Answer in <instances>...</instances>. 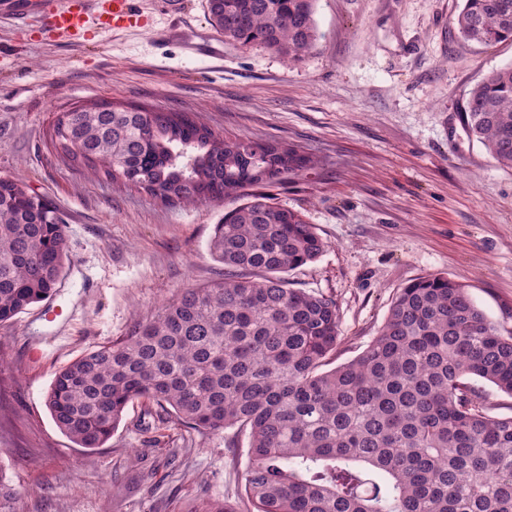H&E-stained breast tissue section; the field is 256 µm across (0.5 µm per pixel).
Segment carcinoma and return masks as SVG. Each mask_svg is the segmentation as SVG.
<instances>
[{"instance_id": "carcinoma-1", "label": "carcinoma", "mask_w": 512, "mask_h": 512, "mask_svg": "<svg viewBox=\"0 0 512 512\" xmlns=\"http://www.w3.org/2000/svg\"><path fill=\"white\" fill-rule=\"evenodd\" d=\"M316 0H206L227 43L299 61L316 44ZM468 41H512V0H462ZM462 118L512 169V65L466 98ZM61 160L171 205L232 198L209 242L224 278L188 286L119 344L54 372L45 405L79 447H102L127 406L147 400L193 429L248 432L245 490L256 512H512V415L467 380L512 395V331L442 274L399 289L377 335L321 371L340 310L284 274L316 260L314 225L248 192L316 164L295 145L225 137L183 112L114 106L66 112L51 132ZM69 261L55 205L0 178V323L49 296ZM19 493L0 475V512ZM193 512H239L203 500Z\"/></svg>"}]
</instances>
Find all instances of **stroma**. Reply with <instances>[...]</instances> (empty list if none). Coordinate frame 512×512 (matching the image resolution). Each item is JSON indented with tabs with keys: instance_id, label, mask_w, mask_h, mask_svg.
Returning a JSON list of instances; mask_svg holds the SVG:
<instances>
[{
	"instance_id": "35a3bbf8",
	"label": "stroma",
	"mask_w": 512,
	"mask_h": 512,
	"mask_svg": "<svg viewBox=\"0 0 512 512\" xmlns=\"http://www.w3.org/2000/svg\"><path fill=\"white\" fill-rule=\"evenodd\" d=\"M145 31L49 39L0 22V178L24 181L58 209L70 260L56 292L0 324V476L20 512H189L203 499L246 502L248 437L200 432L142 402L103 447H79L54 423V372L119 343L185 285L223 278L209 242L220 203L168 206L61 161L50 132L72 107L100 102L187 112L215 131L300 146L319 161L267 186L301 212L326 249L292 287L335 298L340 342L355 358L396 292L445 274L492 322L512 330V169L468 138L469 90L512 64V42H467L461 0H316L318 39L290 63L228 44L187 56L163 31L211 33L206 0L180 15L135 0Z\"/></svg>"
}]
</instances>
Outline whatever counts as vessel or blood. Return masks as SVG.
Instances as JSON below:
<instances>
[{
  "label": "vessel or blood",
  "mask_w": 512,
  "mask_h": 512,
  "mask_svg": "<svg viewBox=\"0 0 512 512\" xmlns=\"http://www.w3.org/2000/svg\"><path fill=\"white\" fill-rule=\"evenodd\" d=\"M11 16L22 20L36 13L51 38L77 40L84 37L89 25L104 31H127L144 26L133 0H64L52 7L45 0H11Z\"/></svg>",
  "instance_id": "vessel-or-blood-1"
}]
</instances>
